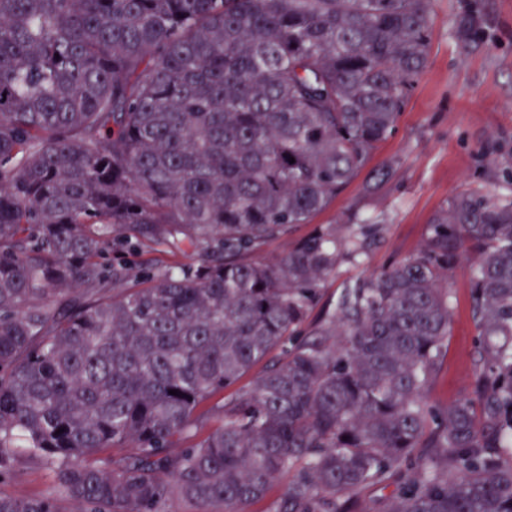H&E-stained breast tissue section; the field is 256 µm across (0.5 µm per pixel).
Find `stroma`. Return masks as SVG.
I'll list each match as a JSON object with an SVG mask.
<instances>
[{
	"label": "stroma",
	"instance_id": "stroma-1",
	"mask_svg": "<svg viewBox=\"0 0 512 512\" xmlns=\"http://www.w3.org/2000/svg\"><path fill=\"white\" fill-rule=\"evenodd\" d=\"M478 2L485 23L470 46L453 33L457 14ZM433 27L427 64L402 109L395 134L379 145L330 206L290 239L267 244L260 258L285 252L291 240L334 225L344 237L352 224L378 228L363 258L342 256L320 287L309 320L333 312L344 288L368 279L421 249L431 215L461 190L512 192V0H432ZM469 268L459 265L448 284L453 315L450 336L429 390L432 405L447 408L469 396L479 333L473 316ZM53 476L28 458L0 493L50 496Z\"/></svg>",
	"mask_w": 512,
	"mask_h": 512
}]
</instances>
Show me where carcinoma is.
<instances>
[{
	"mask_svg": "<svg viewBox=\"0 0 512 512\" xmlns=\"http://www.w3.org/2000/svg\"><path fill=\"white\" fill-rule=\"evenodd\" d=\"M432 24L431 0H0V481L24 448L60 492L0 512H246L282 478L271 512L392 481L384 512H512V196L453 194L306 330L376 228L252 259L393 134ZM142 248L194 262L105 263ZM464 260L478 361L442 410Z\"/></svg>",
	"mask_w": 512,
	"mask_h": 512,
	"instance_id": "carcinoma-1",
	"label": "carcinoma"
}]
</instances>
